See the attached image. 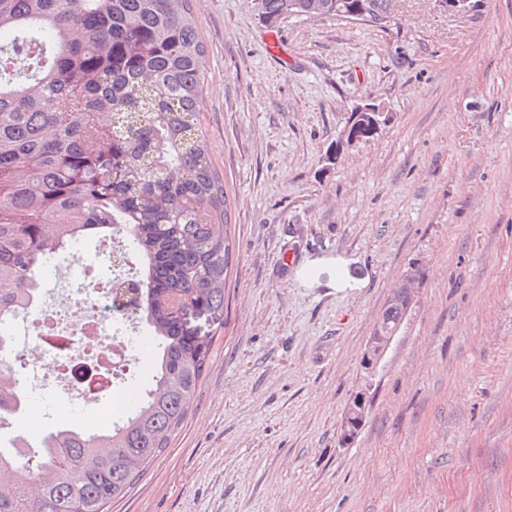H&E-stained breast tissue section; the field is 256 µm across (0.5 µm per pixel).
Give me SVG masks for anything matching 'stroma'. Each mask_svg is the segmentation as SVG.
Here are the masks:
<instances>
[{
    "label": "stroma",
    "mask_w": 512,
    "mask_h": 512,
    "mask_svg": "<svg viewBox=\"0 0 512 512\" xmlns=\"http://www.w3.org/2000/svg\"><path fill=\"white\" fill-rule=\"evenodd\" d=\"M390 4L271 27L259 0H191L228 197L224 324L183 427L108 512H512V0ZM364 103L386 123L328 163ZM419 288H421L420 280L411 276L406 278L403 281L401 288H398L390 297L389 303L386 305V308L381 316L384 320L389 322V326H394L400 317L399 312L389 305H398L403 309L404 321L415 303L416 294ZM399 327L400 325L393 329L387 328L383 326L381 318L377 322L372 335L367 340L362 358V368L367 379H372L376 375L382 360L396 338ZM369 388L366 387L352 395L340 424V438L348 443L361 429L369 404Z\"/></svg>",
    "instance_id": "stroma-1"
}]
</instances>
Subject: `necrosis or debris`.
Masks as SVG:
<instances>
[{"instance_id":"4bbe7bcc","label":"necrosis or debris","mask_w":512,"mask_h":512,"mask_svg":"<svg viewBox=\"0 0 512 512\" xmlns=\"http://www.w3.org/2000/svg\"><path fill=\"white\" fill-rule=\"evenodd\" d=\"M84 249L74 241L70 255L47 260L39 271L33 307L0 324L11 360L24 368V399L50 402L58 425L70 422L76 402L101 404L109 421H120L131 402L130 369L148 371L149 332L134 307L116 305L112 282L135 276L137 254L123 225L99 241L96 250L114 265L97 276L76 263Z\"/></svg>"}]
</instances>
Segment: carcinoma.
<instances>
[{"label": "carcinoma", "mask_w": 512, "mask_h": 512, "mask_svg": "<svg viewBox=\"0 0 512 512\" xmlns=\"http://www.w3.org/2000/svg\"><path fill=\"white\" fill-rule=\"evenodd\" d=\"M260 8L273 20L288 0ZM205 55L189 0H0V324L33 306L44 258L124 224L143 261L125 286L157 342L154 386L111 430L0 445V512H107L188 415L214 338L194 317L223 321L231 259L198 125ZM19 380L0 364V425L23 410Z\"/></svg>", "instance_id": "cac0c4a2"}]
</instances>
